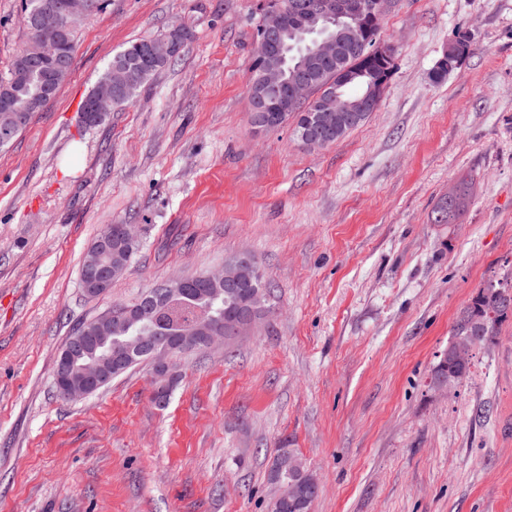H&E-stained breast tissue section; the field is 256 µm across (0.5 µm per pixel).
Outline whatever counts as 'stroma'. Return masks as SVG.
Instances as JSON below:
<instances>
[{
  "mask_svg": "<svg viewBox=\"0 0 512 512\" xmlns=\"http://www.w3.org/2000/svg\"><path fill=\"white\" fill-rule=\"evenodd\" d=\"M265 3L107 0L57 97L0 148V512H271L284 448L319 481L313 512H512V319L463 382L432 378L460 311L512 280V0H391L381 102L319 150L295 120L250 123ZM179 25V58L84 127L113 55ZM460 33L470 54L435 77ZM27 41L21 0H0V72ZM463 180L459 222L434 223ZM109 224L135 225L138 251L91 298L79 268ZM237 252L271 312L174 359L166 406L148 362L58 397L80 323Z\"/></svg>",
  "mask_w": 512,
  "mask_h": 512,
  "instance_id": "1",
  "label": "stroma"
}]
</instances>
